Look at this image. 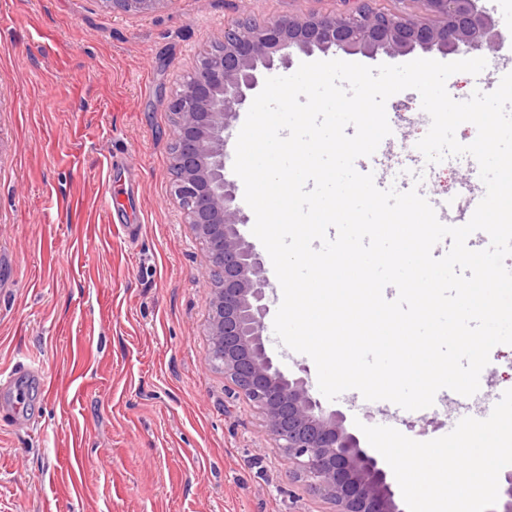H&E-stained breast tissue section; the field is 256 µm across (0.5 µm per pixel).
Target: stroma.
I'll return each instance as SVG.
<instances>
[{"instance_id": "1", "label": "stroma", "mask_w": 512, "mask_h": 512, "mask_svg": "<svg viewBox=\"0 0 512 512\" xmlns=\"http://www.w3.org/2000/svg\"><path fill=\"white\" fill-rule=\"evenodd\" d=\"M503 42L486 68L457 73L458 101L512 73V0H480ZM350 0H174L139 16L99 0H0V369L29 359L42 379L0 388V512H334L274 448L262 416L208 360L207 257L170 193L167 101L225 25L351 10ZM381 148L396 184L441 199L478 178L469 156L418 159L430 124L408 89L386 103ZM422 182H415V174ZM133 211V236L111 208ZM284 372L313 360L265 325ZM512 389L500 344L479 396ZM325 408L428 441L472 416L468 397L395 410L348 390Z\"/></svg>"}]
</instances>
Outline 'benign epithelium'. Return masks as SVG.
I'll return each instance as SVG.
<instances>
[{
  "mask_svg": "<svg viewBox=\"0 0 512 512\" xmlns=\"http://www.w3.org/2000/svg\"><path fill=\"white\" fill-rule=\"evenodd\" d=\"M101 2L114 13L151 15L175 0ZM355 2L342 13L238 22L199 54L167 103L173 115V192L207 251L211 363L263 414L267 435L295 465L294 474L331 499L336 512H404L388 467L361 447L346 416L324 409L306 377L285 374L268 354L263 263L241 231L247 217L226 171L230 130L263 69L286 68L294 55L316 50L395 57L420 47L452 54L490 50L500 40L479 0H424L434 17L430 24L376 11L370 0Z\"/></svg>",
  "mask_w": 512,
  "mask_h": 512,
  "instance_id": "1",
  "label": "benign epithelium"
}]
</instances>
